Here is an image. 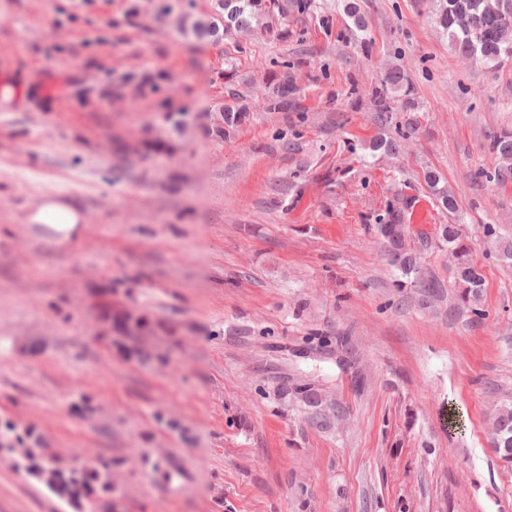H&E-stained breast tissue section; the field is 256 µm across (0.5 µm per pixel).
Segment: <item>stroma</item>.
Segmentation results:
<instances>
[{
  "label": "stroma",
  "instance_id": "obj_1",
  "mask_svg": "<svg viewBox=\"0 0 512 512\" xmlns=\"http://www.w3.org/2000/svg\"><path fill=\"white\" fill-rule=\"evenodd\" d=\"M284 2L279 41L184 37L215 0H0V421L109 471L96 512H512L491 445L512 268L483 234L512 235V182L486 178L512 61L458 56L433 0H355L363 32L343 0ZM282 75L293 105L225 126L232 92ZM48 195L85 217L69 241L28 221ZM395 209L436 294L388 255ZM0 512L71 509L0 447ZM402 79L403 76L400 70H392L386 74L380 87L372 91L371 98L373 105L376 108V112H379L381 120H387L389 118L387 114L392 110L391 100L393 99L391 93L400 90ZM462 224L443 225L442 239L448 243L455 259V278L462 288V299L477 306L484 288V276L481 270L469 258L468 252L460 245L463 229Z\"/></svg>",
  "mask_w": 512,
  "mask_h": 512
}]
</instances>
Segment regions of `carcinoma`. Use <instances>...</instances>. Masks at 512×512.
I'll return each mask as SVG.
<instances>
[{
	"label": "carcinoma",
	"mask_w": 512,
	"mask_h": 512,
	"mask_svg": "<svg viewBox=\"0 0 512 512\" xmlns=\"http://www.w3.org/2000/svg\"><path fill=\"white\" fill-rule=\"evenodd\" d=\"M218 6L224 10V29L227 31L249 28L254 20L271 18L285 11L282 0H218ZM439 23L460 56L479 59L493 72L512 60V0H441ZM402 79L401 71L392 70L386 74L380 87L372 91L371 98L380 119H388V113L392 110V93L400 90ZM292 94L294 89L283 83L277 85L271 98L265 92L258 97L251 93L249 97L264 102L269 100L275 109H286L288 97ZM489 150L500 160L499 166L494 169L493 180L501 184L511 181L512 133L494 135ZM380 231L387 238L392 255L399 261L402 274L414 275L415 282L424 292H432L435 284L419 276L416 263L405 251V227L401 213L391 211L387 222L380 225ZM462 232L459 224H445L442 239L448 243V249L455 259V278L462 288V299L474 304L471 312L480 317L481 309L475 304L480 301L484 276L460 245ZM492 425L493 451L502 463L512 468V456H505V449L512 448V407L498 409Z\"/></svg>",
	"instance_id": "cac0c4a2"
}]
</instances>
